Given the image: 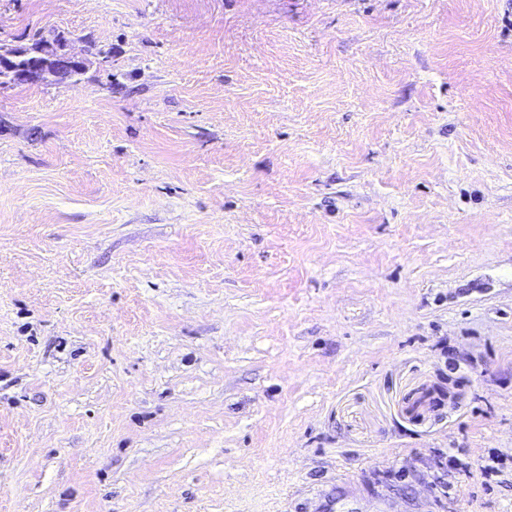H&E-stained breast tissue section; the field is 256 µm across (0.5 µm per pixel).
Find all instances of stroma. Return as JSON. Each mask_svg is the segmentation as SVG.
<instances>
[{
    "mask_svg": "<svg viewBox=\"0 0 512 512\" xmlns=\"http://www.w3.org/2000/svg\"><path fill=\"white\" fill-rule=\"evenodd\" d=\"M49 32L89 70L0 90V512H512V0H0ZM362 492L363 488L356 482L340 478L336 480V494L332 489L328 492H314L308 509L311 512H339L337 509L348 507L354 510L357 500L366 497Z\"/></svg>",
    "mask_w": 512,
    "mask_h": 512,
    "instance_id": "1",
    "label": "stroma"
}]
</instances>
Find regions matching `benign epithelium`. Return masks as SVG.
<instances>
[{"label": "benign epithelium", "mask_w": 512, "mask_h": 512, "mask_svg": "<svg viewBox=\"0 0 512 512\" xmlns=\"http://www.w3.org/2000/svg\"><path fill=\"white\" fill-rule=\"evenodd\" d=\"M32 59L20 63L16 54L0 55V89L42 84L76 82L83 58L68 52L65 42H56L51 36L39 35L22 52Z\"/></svg>", "instance_id": "obj_1"}]
</instances>
